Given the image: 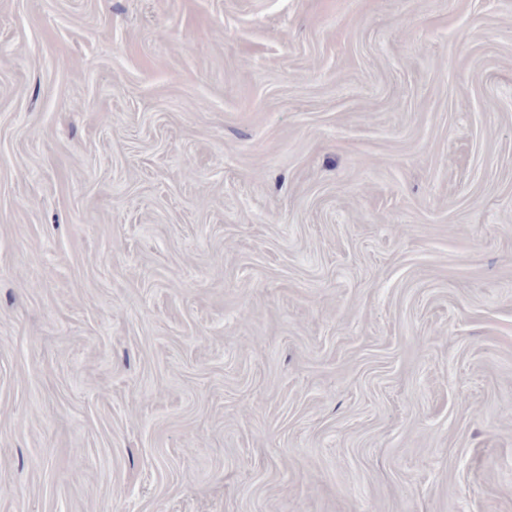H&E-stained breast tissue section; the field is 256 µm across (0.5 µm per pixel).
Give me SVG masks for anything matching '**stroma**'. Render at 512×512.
<instances>
[{
  "instance_id": "stroma-1",
  "label": "stroma",
  "mask_w": 512,
  "mask_h": 512,
  "mask_svg": "<svg viewBox=\"0 0 512 512\" xmlns=\"http://www.w3.org/2000/svg\"><path fill=\"white\" fill-rule=\"evenodd\" d=\"M0 512H512V0H0Z\"/></svg>"
}]
</instances>
